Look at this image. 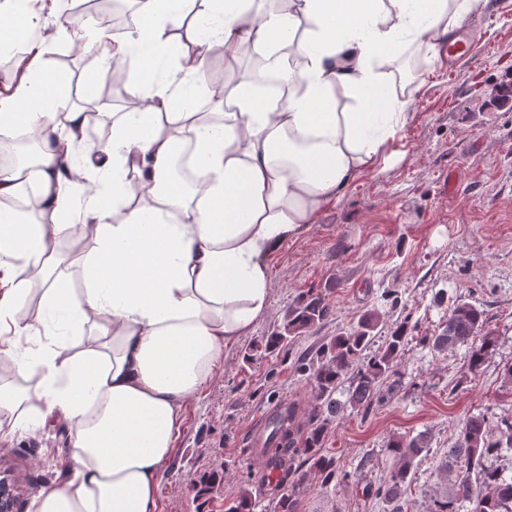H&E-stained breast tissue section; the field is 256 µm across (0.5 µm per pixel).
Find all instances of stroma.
Here are the masks:
<instances>
[{
    "label": "stroma",
    "mask_w": 512,
    "mask_h": 512,
    "mask_svg": "<svg viewBox=\"0 0 512 512\" xmlns=\"http://www.w3.org/2000/svg\"><path fill=\"white\" fill-rule=\"evenodd\" d=\"M460 30L474 45L468 60L449 66L442 49L412 59L404 76L408 118L393 146L395 159L355 177L317 223L294 233L270 259L265 312L181 410L157 512H224L225 500L245 481L273 507L282 489L260 480V464L249 453L257 416L285 402L308 424L315 382L297 374L295 359L370 309L383 313L376 345L396 323H409L412 337L399 365L403 388L336 415L326 448L349 477L300 485L301 512H387L385 502L365 497L363 489L394 466L388 442L418 434L427 450L401 500L406 512H431L448 490V450L463 422L481 413L494 428L512 417V384L502 376L512 362V101L501 107L491 95L495 85L512 83V0H485ZM41 63L65 74L59 104L98 97V60H85L58 40L44 45ZM311 288L329 303L328 319L296 337L288 353L244 364V352L281 325L288 305ZM459 298L484 310L497 333L495 354L475 372L464 349L437 352L426 342ZM2 471L16 480L18 512H33L40 492L72 476L64 425L0 445ZM212 471L222 483L204 505L194 482Z\"/></svg>",
    "instance_id": "35a3bbf8"
}]
</instances>
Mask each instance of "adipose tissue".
<instances>
[{
  "label": "adipose tissue",
  "instance_id": "obj_1",
  "mask_svg": "<svg viewBox=\"0 0 512 512\" xmlns=\"http://www.w3.org/2000/svg\"><path fill=\"white\" fill-rule=\"evenodd\" d=\"M136 4L139 24L120 38L56 30L95 44L103 74L130 81L135 106L113 120L111 142L73 163L52 71L0 97V131L34 132L38 146L35 161L0 170V269L28 273L0 289V441L63 422L73 473L34 512H156L179 411L265 311L269 257L389 161L407 119L395 65L434 50L480 0ZM216 49L271 61L287 94L243 83L223 123H200L192 103ZM165 57L178 78L159 76ZM182 141L197 171L188 184L172 175ZM28 187L43 204L35 224L10 206ZM65 239L84 248L71 263ZM33 295L65 313L72 335L32 317Z\"/></svg>",
  "mask_w": 512,
  "mask_h": 512
}]
</instances>
